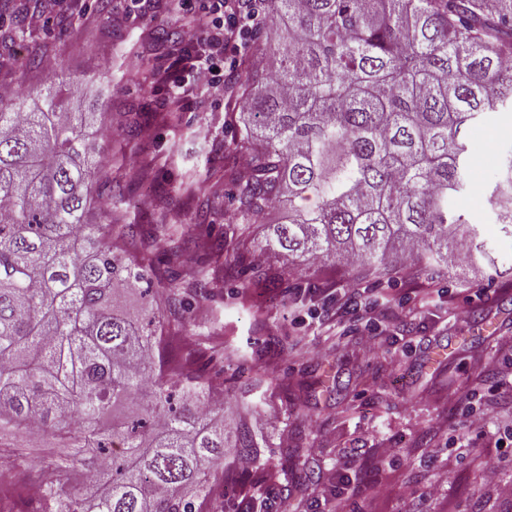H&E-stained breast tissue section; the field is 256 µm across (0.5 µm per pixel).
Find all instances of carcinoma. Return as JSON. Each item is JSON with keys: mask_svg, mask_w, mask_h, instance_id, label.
<instances>
[{"mask_svg": "<svg viewBox=\"0 0 512 512\" xmlns=\"http://www.w3.org/2000/svg\"><path fill=\"white\" fill-rule=\"evenodd\" d=\"M277 28L256 30L250 53L275 55L268 73L242 61L227 80L246 111L228 152L249 156L236 187V220L213 225L160 218L122 222L130 189L112 186L91 155L96 113L62 107L54 84L0 97V440L25 432L62 449L43 458L35 512H207L224 458L258 457L266 441L246 421L234 439L206 398L179 337L191 301L215 295L251 265L250 225L271 206L286 220L266 243L290 265L341 263L378 282L415 255L424 269H480L512 280V154L488 185L493 223L471 224L454 201L470 188L472 130L512 110V0H259ZM111 207L92 224L96 197ZM172 264L199 251L184 275ZM280 279L255 280L260 295ZM140 290L129 309L126 291ZM148 393L141 413L117 411ZM106 459L112 481L70 477ZM8 512H27V485L0 473Z\"/></svg>", "mask_w": 512, "mask_h": 512, "instance_id": "carcinoma-1", "label": "carcinoma"}]
</instances>
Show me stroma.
<instances>
[{
	"label": "stroma",
	"instance_id": "35a3bbf8",
	"mask_svg": "<svg viewBox=\"0 0 512 512\" xmlns=\"http://www.w3.org/2000/svg\"><path fill=\"white\" fill-rule=\"evenodd\" d=\"M74 22L57 27L28 16L21 45L4 44L15 30L0 13V92L39 85L42 71L28 57H53L83 78L86 111L100 113L92 141L113 178L128 181L141 166L125 219L143 224L154 208L140 198L173 196L184 223L198 208L211 212L214 233L233 214L232 184L211 189L237 158L225 154L231 137L226 111L238 101L200 88L181 104L175 125L158 123L176 89L157 84L170 45L162 36L177 25L167 0H69ZM153 118L149 137L128 136L125 113ZM512 112L489 114L472 135L471 188L457 207L472 223L490 221L486 185L500 156L512 149ZM256 270L281 272L274 299L256 301V271L227 279L213 304L221 311L224 369L214 392L227 429L240 415L267 440L259 457L276 475L259 485L262 512H319L341 479L344 512H512V286L488 285L483 273L451 279L428 271L392 284L347 268L294 274L274 251L256 252ZM356 285L360 303H385L390 317L367 322L362 312L336 320L327 308L341 288ZM377 345H369V336ZM389 449L377 458L376 449ZM499 465L494 483L479 477L480 461ZM314 481L291 499L302 469Z\"/></svg>",
	"mask_w": 512,
	"mask_h": 512
}]
</instances>
